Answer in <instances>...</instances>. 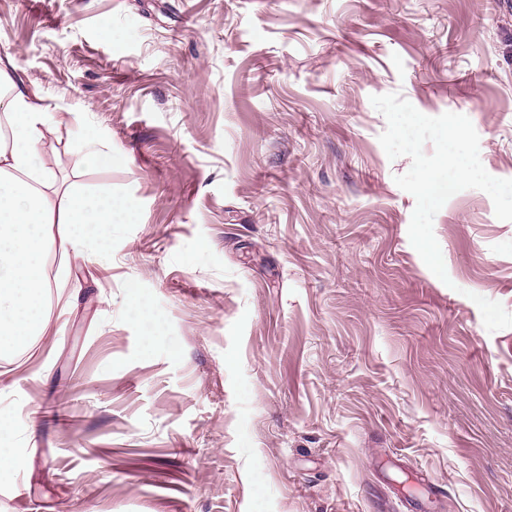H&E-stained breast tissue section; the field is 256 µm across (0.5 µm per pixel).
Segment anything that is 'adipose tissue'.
Listing matches in <instances>:
<instances>
[{
	"label": "adipose tissue",
	"instance_id": "1",
	"mask_svg": "<svg viewBox=\"0 0 512 512\" xmlns=\"http://www.w3.org/2000/svg\"><path fill=\"white\" fill-rule=\"evenodd\" d=\"M9 139L0 143V357L28 348L45 328L46 295L52 283L46 258L84 257L85 242H108L112 227L127 223L130 209L108 189L61 184L40 158L46 132L60 125L26 90L0 94ZM59 234H52V226Z\"/></svg>",
	"mask_w": 512,
	"mask_h": 512
}]
</instances>
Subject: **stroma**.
<instances>
[{"mask_svg":"<svg viewBox=\"0 0 512 512\" xmlns=\"http://www.w3.org/2000/svg\"><path fill=\"white\" fill-rule=\"evenodd\" d=\"M0 70L134 214L0 359V512H512V328L471 299L512 313V221L452 196L439 280L370 102L467 116L512 178L501 0H0ZM84 161L92 167H108L112 164V143L102 135L84 140L82 145Z\"/></svg>","mask_w":512,"mask_h":512,"instance_id":"stroma-1","label":"stroma"}]
</instances>
